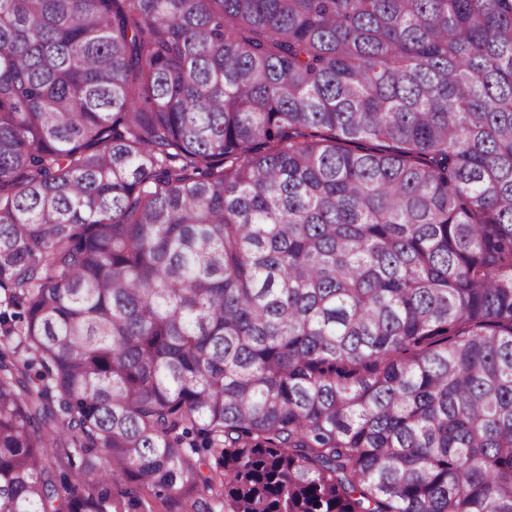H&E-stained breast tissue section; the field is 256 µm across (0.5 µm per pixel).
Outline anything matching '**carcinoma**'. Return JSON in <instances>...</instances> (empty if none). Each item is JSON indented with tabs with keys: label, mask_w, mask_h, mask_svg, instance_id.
<instances>
[{
	"label": "carcinoma",
	"mask_w": 512,
	"mask_h": 512,
	"mask_svg": "<svg viewBox=\"0 0 512 512\" xmlns=\"http://www.w3.org/2000/svg\"><path fill=\"white\" fill-rule=\"evenodd\" d=\"M512 512V0H0V512Z\"/></svg>",
	"instance_id": "cac0c4a2"
}]
</instances>
